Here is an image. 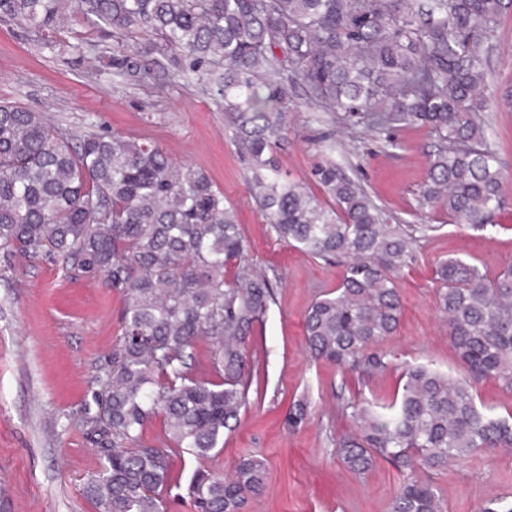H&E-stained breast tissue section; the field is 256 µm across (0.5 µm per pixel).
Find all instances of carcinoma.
<instances>
[{"label":"carcinoma","instance_id":"carcinoma-1","mask_svg":"<svg viewBox=\"0 0 512 512\" xmlns=\"http://www.w3.org/2000/svg\"><path fill=\"white\" fill-rule=\"evenodd\" d=\"M117 34L156 40L115 51L112 68L139 80L164 57L224 100L249 171L250 192L276 236L341 264L336 287L305 315L312 359L370 379L398 367L382 348L397 330V282L417 261L415 232L388 224L355 181L329 162L318 170L335 205L283 176L288 78L309 104L365 128L422 125L439 140L429 155L424 201L455 224L494 227L503 204L501 166L479 113L487 102L486 57L508 0H85ZM60 0H0V17L35 27L59 20ZM48 253L77 274H99L124 299L120 340L96 376L97 410L82 426L100 456L84 494L101 512H167L180 484L173 462L208 457L241 410L267 388L249 358L274 286L246 258L245 236L224 193L200 170L176 166L156 144L117 134L72 143L38 112L0 103V257ZM436 307L464 373L401 366L396 395L342 404L352 430L336 455L361 475L385 461L402 475L390 512H446L422 469L462 465L481 451L512 448V410L478 403L475 383L512 390V265L494 275L458 257L435 265ZM210 349L199 362L200 345ZM163 435L148 440L155 418ZM308 417L294 401L285 424ZM265 463L242 456L221 475L197 467L187 485L193 512H243ZM479 512H512L489 498Z\"/></svg>","mask_w":512,"mask_h":512}]
</instances>
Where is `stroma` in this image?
Here are the masks:
<instances>
[{"label":"stroma","instance_id":"35a3bbf8","mask_svg":"<svg viewBox=\"0 0 512 512\" xmlns=\"http://www.w3.org/2000/svg\"><path fill=\"white\" fill-rule=\"evenodd\" d=\"M118 42L81 0H69L52 31L0 20V101L42 113L75 140L89 133L153 140L176 164L205 171L236 209L250 264L274 284V301L252 341L263 352L268 384L207 467L225 474L243 455L263 459L264 485L246 512H389L400 474L383 461L362 475L349 472L334 440L350 429L342 403L391 397L397 373L360 382L311 361L304 345V317L335 287L341 266L277 239L249 193V173L212 92L170 70L145 83L115 74ZM486 69L490 98L482 120L503 166L504 207L495 227L448 224L423 205L420 190L437 143L427 128L366 130L344 113L307 104L294 76L288 138L277 150L281 171L322 202L330 197L315 171L332 161L389 223L432 224L419 240L418 263L398 282L403 311L385 347L399 361L454 375L462 367L435 305V262L457 256L491 274L512 263V11L501 19ZM122 307L102 278L71 275L57 257H19L0 270V512H100L82 491L100 459L80 419L119 340ZM301 398L308 419L292 432L284 418ZM429 478L448 512H478L485 499H512V449L482 451L466 466Z\"/></svg>","mask_w":512,"mask_h":512}]
</instances>
